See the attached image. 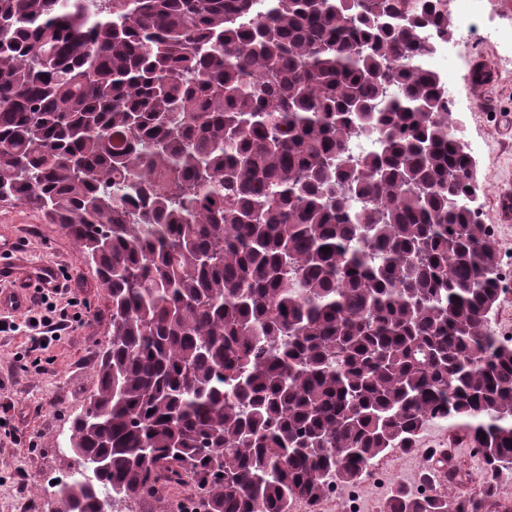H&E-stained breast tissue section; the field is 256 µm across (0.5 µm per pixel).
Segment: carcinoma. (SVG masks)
<instances>
[{"label": "carcinoma", "instance_id": "cac0c4a2", "mask_svg": "<svg viewBox=\"0 0 512 512\" xmlns=\"http://www.w3.org/2000/svg\"><path fill=\"white\" fill-rule=\"evenodd\" d=\"M428 30L453 34L441 0H0V201L60 225L112 302L58 482L80 512L161 476L199 512H291L435 419L482 491L381 512H490L512 342Z\"/></svg>", "mask_w": 512, "mask_h": 512}]
</instances>
